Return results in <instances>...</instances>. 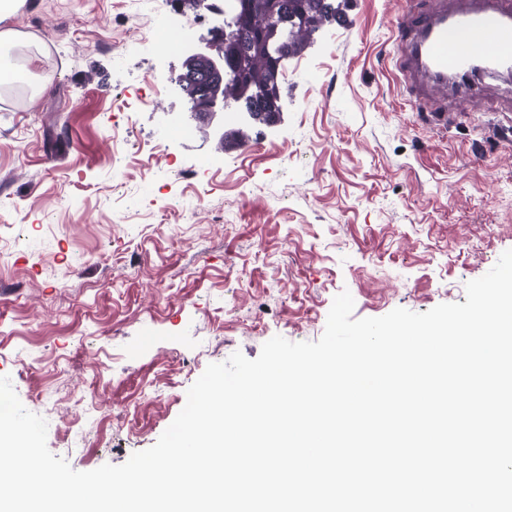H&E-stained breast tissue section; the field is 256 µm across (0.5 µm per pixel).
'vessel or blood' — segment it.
I'll use <instances>...</instances> for the list:
<instances>
[{"instance_id":"1","label":"vessel or blood","mask_w":512,"mask_h":512,"mask_svg":"<svg viewBox=\"0 0 512 512\" xmlns=\"http://www.w3.org/2000/svg\"><path fill=\"white\" fill-rule=\"evenodd\" d=\"M512 66V0H429L425 12L408 14L398 30L397 64L421 86L454 84L472 99L469 63Z\"/></svg>"}]
</instances>
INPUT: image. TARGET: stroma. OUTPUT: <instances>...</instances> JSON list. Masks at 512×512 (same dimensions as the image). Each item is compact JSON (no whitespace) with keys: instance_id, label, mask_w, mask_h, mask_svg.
Instances as JSON below:
<instances>
[{"instance_id":"1","label":"stroma","mask_w":512,"mask_h":512,"mask_svg":"<svg viewBox=\"0 0 512 512\" xmlns=\"http://www.w3.org/2000/svg\"><path fill=\"white\" fill-rule=\"evenodd\" d=\"M177 0H21L22 96L0 83V376L77 471L152 447L208 364L274 336L465 302L512 249V75L427 118L395 61L406 0H349L282 63V114L228 152L188 137ZM157 91L141 101L142 89Z\"/></svg>"}]
</instances>
